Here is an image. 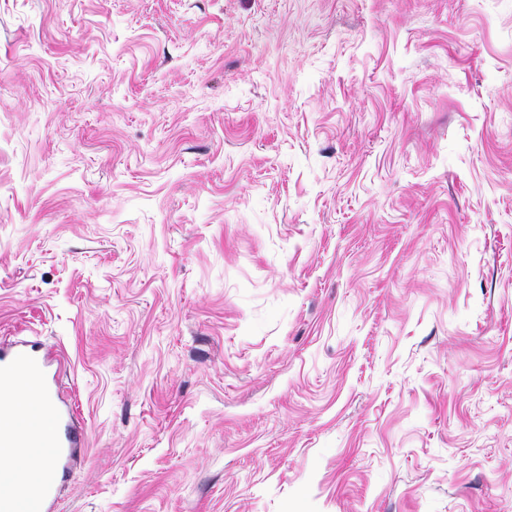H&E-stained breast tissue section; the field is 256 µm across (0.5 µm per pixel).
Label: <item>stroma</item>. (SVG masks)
Listing matches in <instances>:
<instances>
[{"mask_svg":"<svg viewBox=\"0 0 512 512\" xmlns=\"http://www.w3.org/2000/svg\"><path fill=\"white\" fill-rule=\"evenodd\" d=\"M56 512H512V0H0V340ZM49 352L37 342L0 343V511L53 512L55 474L65 475L89 442L51 373ZM8 396L7 401H1ZM30 458L41 469L26 466Z\"/></svg>","mask_w":512,"mask_h":512,"instance_id":"obj_1","label":"stroma"}]
</instances>
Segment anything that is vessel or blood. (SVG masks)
I'll list each match as a JSON object with an SVG mask.
<instances>
[{
  "mask_svg": "<svg viewBox=\"0 0 512 512\" xmlns=\"http://www.w3.org/2000/svg\"><path fill=\"white\" fill-rule=\"evenodd\" d=\"M88 442L51 373L49 353L36 342H1L0 512H53L55 477ZM32 458L42 468H28Z\"/></svg>",
  "mask_w": 512,
  "mask_h": 512,
  "instance_id": "b4317fda",
  "label": "vessel or blood"
}]
</instances>
